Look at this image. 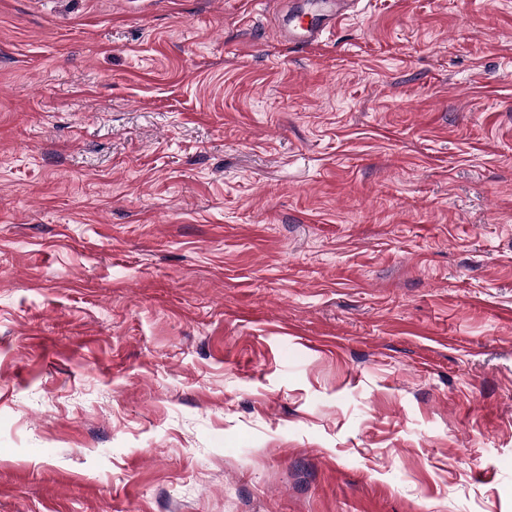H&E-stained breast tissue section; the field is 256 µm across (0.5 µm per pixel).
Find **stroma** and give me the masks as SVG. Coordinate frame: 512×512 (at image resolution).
Segmentation results:
<instances>
[{"instance_id":"obj_1","label":"stroma","mask_w":512,"mask_h":512,"mask_svg":"<svg viewBox=\"0 0 512 512\" xmlns=\"http://www.w3.org/2000/svg\"><path fill=\"white\" fill-rule=\"evenodd\" d=\"M0 0V512H512V0ZM331 2L334 8L329 14L304 12V15H301V13L293 15L290 18V24H288V41L305 47L316 44L323 33L331 29L336 21L345 15L346 10L336 6L338 4L355 3V1L351 0H336V2Z\"/></svg>"}]
</instances>
